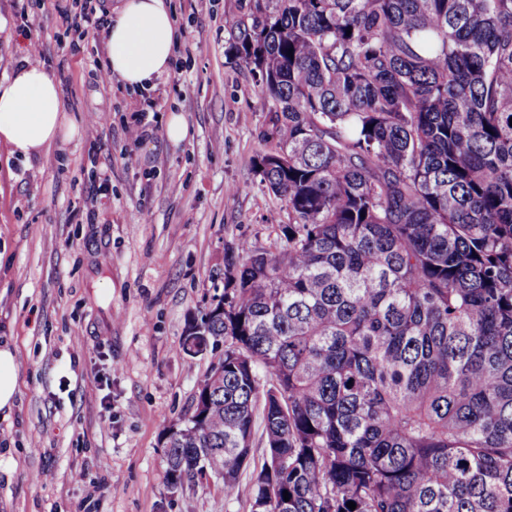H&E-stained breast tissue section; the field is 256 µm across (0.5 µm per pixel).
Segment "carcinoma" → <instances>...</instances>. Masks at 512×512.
Returning <instances> with one entry per match:
<instances>
[{
	"label": "carcinoma",
	"instance_id": "carcinoma-1",
	"mask_svg": "<svg viewBox=\"0 0 512 512\" xmlns=\"http://www.w3.org/2000/svg\"><path fill=\"white\" fill-rule=\"evenodd\" d=\"M232 28L288 223L225 257L165 480L206 468L251 512H512V0H253Z\"/></svg>",
	"mask_w": 512,
	"mask_h": 512
}]
</instances>
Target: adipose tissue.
Returning a JSON list of instances; mask_svg holds the SVG:
<instances>
[{
    "instance_id": "adipose-tissue-1",
    "label": "adipose tissue",
    "mask_w": 512,
    "mask_h": 512,
    "mask_svg": "<svg viewBox=\"0 0 512 512\" xmlns=\"http://www.w3.org/2000/svg\"><path fill=\"white\" fill-rule=\"evenodd\" d=\"M176 31L166 0H122L107 32L108 64L130 88L143 90L169 70ZM58 85L41 65L19 67L0 83V145L29 159L57 139L74 138Z\"/></svg>"
}]
</instances>
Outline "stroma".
<instances>
[{
	"instance_id": "obj_1",
	"label": "stroma",
	"mask_w": 512,
	"mask_h": 512,
	"mask_svg": "<svg viewBox=\"0 0 512 512\" xmlns=\"http://www.w3.org/2000/svg\"><path fill=\"white\" fill-rule=\"evenodd\" d=\"M250 0H167L179 39L151 89L102 80L74 0H0V81L39 47L84 134L28 160L0 147V343L18 394L0 417V512H250L221 480L165 487V426L181 423L215 353L182 341L224 290V256L273 244L288 212L255 173L266 128L226 19ZM189 133L135 143L128 126ZM52 481L42 482V473Z\"/></svg>"
}]
</instances>
